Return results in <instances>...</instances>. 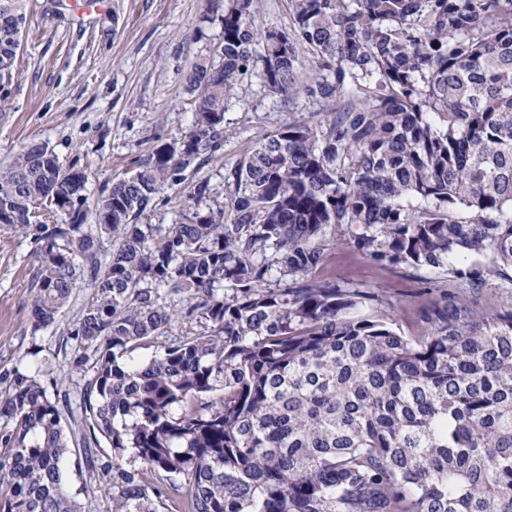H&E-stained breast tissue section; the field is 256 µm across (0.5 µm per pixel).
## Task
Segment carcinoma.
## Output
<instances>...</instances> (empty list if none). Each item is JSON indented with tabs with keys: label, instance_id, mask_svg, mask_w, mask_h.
Here are the masks:
<instances>
[{
	"label": "carcinoma",
	"instance_id": "carcinoma-1",
	"mask_svg": "<svg viewBox=\"0 0 512 512\" xmlns=\"http://www.w3.org/2000/svg\"><path fill=\"white\" fill-rule=\"evenodd\" d=\"M502 2L288 0L283 31L229 0L219 61L189 75L191 131L94 210L70 185L87 171L54 155L51 177L34 147L14 157L0 206L18 214L9 229L38 231L32 331L89 293L69 336L78 399L22 355L0 365V512H84L61 468L71 445L109 512H512V305L473 299L512 283ZM258 63L271 93L336 107L224 167L228 205L198 179L189 221L139 223L161 186L221 150L227 100ZM343 244L448 280L398 302L341 286L325 256ZM405 306L411 336L390 328Z\"/></svg>",
	"mask_w": 512,
	"mask_h": 512
}]
</instances>
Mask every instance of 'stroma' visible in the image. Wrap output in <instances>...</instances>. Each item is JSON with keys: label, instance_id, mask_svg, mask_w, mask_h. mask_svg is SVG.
<instances>
[{"label": "stroma", "instance_id": "35a3bbf8", "mask_svg": "<svg viewBox=\"0 0 512 512\" xmlns=\"http://www.w3.org/2000/svg\"><path fill=\"white\" fill-rule=\"evenodd\" d=\"M223 9L224 0H30L15 78L0 112V170L22 147L42 143L64 166L87 170L86 195L93 200L135 171L157 145L183 138L193 123L191 65L215 59ZM328 108L303 94L281 103L252 75L228 101L222 149L186 176L209 180L228 198L225 166L289 118ZM190 214L180 188L166 184L140 221L167 226ZM35 247L33 232L0 228V364L30 350L33 363L68 379L72 368L58 346L79 318L85 295H73L52 327L31 332ZM327 272L340 285L369 288L392 301L446 275L427 268L381 271L347 244L329 252Z\"/></svg>", "mask_w": 512, "mask_h": 512}]
</instances>
